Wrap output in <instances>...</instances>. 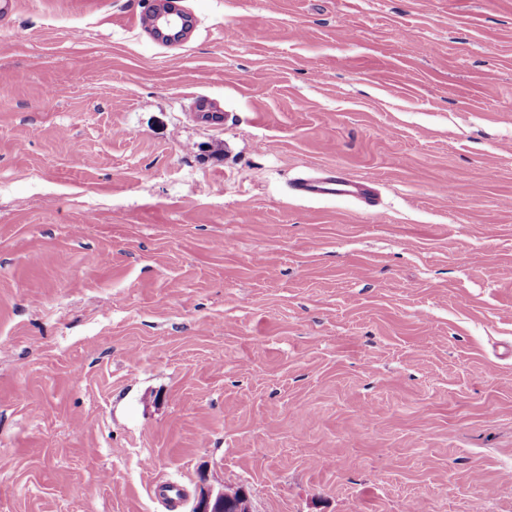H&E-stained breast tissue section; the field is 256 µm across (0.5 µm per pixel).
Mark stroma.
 <instances>
[{
  "mask_svg": "<svg viewBox=\"0 0 512 512\" xmlns=\"http://www.w3.org/2000/svg\"><path fill=\"white\" fill-rule=\"evenodd\" d=\"M150 3L0 23V512H512V0ZM175 0H156L153 9L137 16V27L155 44L176 50L195 32L196 16ZM294 189L305 200L355 201L366 211L376 212V193L371 183L353 179L335 168L297 179ZM227 491L202 487L195 499L193 512H251L249 498L245 490L236 497H227Z\"/></svg>",
  "mask_w": 512,
  "mask_h": 512,
  "instance_id": "1",
  "label": "stroma"
}]
</instances>
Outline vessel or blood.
<instances>
[{
    "mask_svg": "<svg viewBox=\"0 0 512 512\" xmlns=\"http://www.w3.org/2000/svg\"><path fill=\"white\" fill-rule=\"evenodd\" d=\"M137 27L155 44L176 50L195 32L197 18L177 0H155L150 12L138 15ZM294 189L299 197L310 201H355L369 212L377 207L371 183L333 168L297 179Z\"/></svg>",
    "mask_w": 512,
    "mask_h": 512,
    "instance_id": "1",
    "label": "vessel or blood"
}]
</instances>
